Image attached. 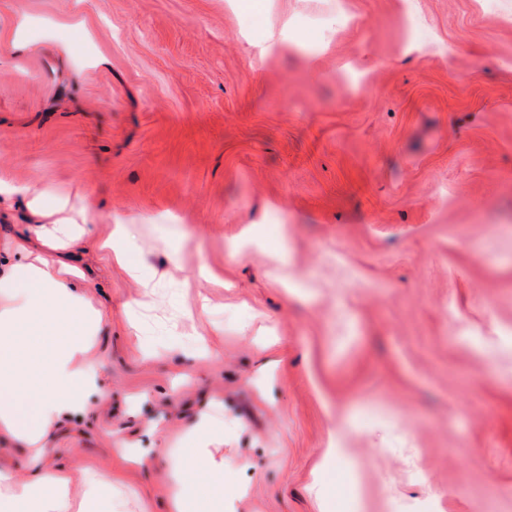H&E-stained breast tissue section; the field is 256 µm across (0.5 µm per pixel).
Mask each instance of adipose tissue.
I'll use <instances>...</instances> for the list:
<instances>
[{"mask_svg":"<svg viewBox=\"0 0 512 512\" xmlns=\"http://www.w3.org/2000/svg\"><path fill=\"white\" fill-rule=\"evenodd\" d=\"M70 224L61 218L52 234L21 237L0 252V440L18 444L30 470L20 479L0 461V512H128L138 497L92 468L58 465L49 445L62 416L79 412L85 391L99 386L88 354L103 315L87 304L86 280L62 252ZM212 431L200 417L187 448L166 449L168 512H235L224 494L235 473L212 452ZM192 467L206 474L205 488L188 480Z\"/></svg>","mask_w":512,"mask_h":512,"instance_id":"1","label":"adipose tissue"}]
</instances>
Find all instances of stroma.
I'll list each match as a JSON object with an SVG mask.
<instances>
[{"instance_id": "1", "label": "stroma", "mask_w": 512, "mask_h": 512, "mask_svg": "<svg viewBox=\"0 0 512 512\" xmlns=\"http://www.w3.org/2000/svg\"><path fill=\"white\" fill-rule=\"evenodd\" d=\"M411 1L406 53L404 0H0L32 41L0 47V177L86 207L106 315L58 464L111 474L127 440L167 512L163 450L206 413L239 512H512V0ZM339 10L313 62L280 50ZM114 214L139 277L93 245ZM174 325L207 354L141 359Z\"/></svg>"}]
</instances>
